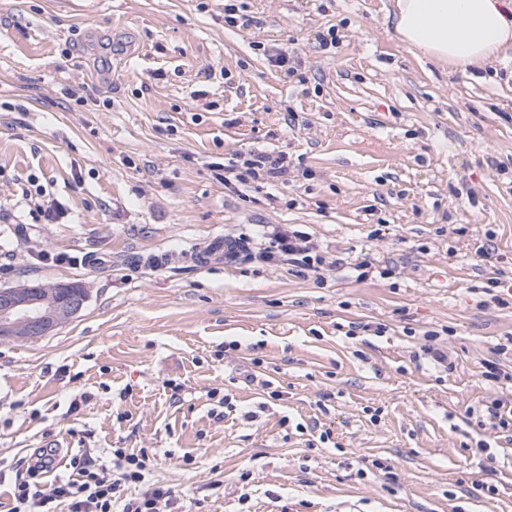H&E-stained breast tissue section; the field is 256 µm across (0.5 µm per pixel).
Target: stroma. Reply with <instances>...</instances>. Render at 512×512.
I'll return each instance as SVG.
<instances>
[{
  "instance_id": "35a3bbf8",
  "label": "stroma",
  "mask_w": 512,
  "mask_h": 512,
  "mask_svg": "<svg viewBox=\"0 0 512 512\" xmlns=\"http://www.w3.org/2000/svg\"><path fill=\"white\" fill-rule=\"evenodd\" d=\"M235 3L252 25H225L224 0H0V286L89 290L55 334L0 339V512L43 448L45 491L75 454L146 450L180 512H512V444L474 419L512 400L482 368L512 370V47L454 67L400 39L395 0ZM257 147L287 153L288 185L215 178ZM32 177L60 223L32 219ZM255 224L341 263H195ZM363 255L394 273L356 281Z\"/></svg>"
}]
</instances>
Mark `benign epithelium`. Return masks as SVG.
I'll return each instance as SVG.
<instances>
[{"label":"benign epithelium","mask_w":512,"mask_h":512,"mask_svg":"<svg viewBox=\"0 0 512 512\" xmlns=\"http://www.w3.org/2000/svg\"><path fill=\"white\" fill-rule=\"evenodd\" d=\"M40 288L36 283L0 287L1 340L15 336L20 329L31 338L48 336L75 319L88 301L82 284L58 282L54 285L56 299L48 307Z\"/></svg>","instance_id":"1"}]
</instances>
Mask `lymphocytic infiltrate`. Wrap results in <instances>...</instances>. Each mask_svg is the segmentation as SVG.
<instances>
[{"mask_svg":"<svg viewBox=\"0 0 512 512\" xmlns=\"http://www.w3.org/2000/svg\"><path fill=\"white\" fill-rule=\"evenodd\" d=\"M288 155L254 148L238 154L225 165L219 175L225 185L257 181L263 184L287 185ZM227 257L267 265H288L308 271H319L328 264V250L305 232L276 224L259 225L255 235L240 234L227 244ZM53 451L39 452L27 468L28 477L15 482L9 512H171L177 498L161 485H147L139 496L124 498L123 485L144 483V457L112 451L111 462L104 463L91 454L71 457V477L56 479L49 491L36 490L38 477L52 469Z\"/></svg>","mask_w":512,"mask_h":512,"instance_id":"1","label":"lymphocytic infiltrate"}]
</instances>
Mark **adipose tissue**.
<instances>
[{"mask_svg": "<svg viewBox=\"0 0 512 512\" xmlns=\"http://www.w3.org/2000/svg\"><path fill=\"white\" fill-rule=\"evenodd\" d=\"M402 41L436 62L474 65L512 42V7L506 0H396Z\"/></svg>", "mask_w": 512, "mask_h": 512, "instance_id": "ef3b65f1", "label": "adipose tissue"}]
</instances>
